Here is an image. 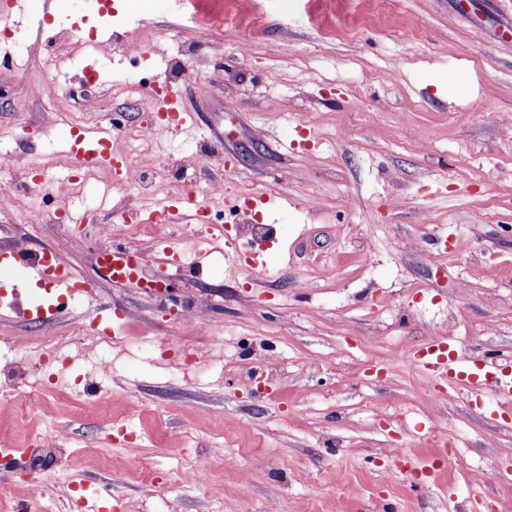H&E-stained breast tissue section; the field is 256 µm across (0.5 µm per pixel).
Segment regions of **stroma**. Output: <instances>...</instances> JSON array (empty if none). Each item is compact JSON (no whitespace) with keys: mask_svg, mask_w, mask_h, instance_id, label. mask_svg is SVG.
<instances>
[{"mask_svg":"<svg viewBox=\"0 0 512 512\" xmlns=\"http://www.w3.org/2000/svg\"><path fill=\"white\" fill-rule=\"evenodd\" d=\"M213 0H23L9 17L27 69L0 80V181L41 166L59 186L63 132L112 130L155 180L248 201L270 233L227 225L203 272L192 216L128 232L98 203L112 173L64 196L81 225L0 217V262L16 247L55 253L88 287L42 322L7 303L33 280L0 281V415L41 395L44 409L0 486L31 512H512V406L480 415L464 387L439 392L408 352L453 338L461 358L512 353V38L497 0H395L388 25L327 37L312 0H239L257 28L224 22ZM49 17L44 34L34 19ZM123 35L94 52L89 36ZM100 89L85 101L81 63ZM170 80L191 121L158 130L154 80ZM61 88L54 111L42 83ZM263 250L262 268L244 252ZM122 245L140 273L114 286L103 253ZM112 332L102 351L80 331ZM38 336L55 345L40 355ZM448 458L415 487L413 469ZM204 466L203 483L178 475ZM108 486L106 505L79 482Z\"/></svg>","mask_w":512,"mask_h":512,"instance_id":"1","label":"stroma"}]
</instances>
